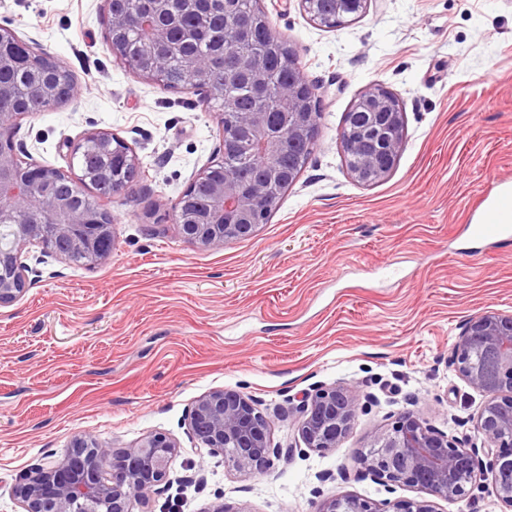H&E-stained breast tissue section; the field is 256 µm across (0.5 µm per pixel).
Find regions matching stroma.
<instances>
[{"instance_id":"1","label":"stroma","mask_w":512,"mask_h":512,"mask_svg":"<svg viewBox=\"0 0 512 512\" xmlns=\"http://www.w3.org/2000/svg\"><path fill=\"white\" fill-rule=\"evenodd\" d=\"M318 88L317 143L268 222L220 249L185 242L172 210L224 155L220 107L200 88H164L107 46L105 0H0V25L54 56L78 96L11 131L18 158L79 174L68 144L104 129L141 160L105 200L110 262L79 267L28 245L27 289L0 307V512H21L15 477L87 433L131 448L175 438L171 487L155 512H316L337 494L375 502L427 492L359 474V450L394 414L477 442L484 398L448 365L465 321L512 313V243L463 227L512 181V0H369L335 28L300 0H259ZM399 100L406 146L384 181L356 182L339 145L368 85ZM354 383L360 410L331 452L298 450L244 476L200 458L185 419L214 389L260 400L276 443L297 439L295 399ZM202 471L204 489L180 482Z\"/></svg>"}]
</instances>
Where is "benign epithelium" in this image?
I'll return each mask as SVG.
<instances>
[{
	"mask_svg": "<svg viewBox=\"0 0 512 512\" xmlns=\"http://www.w3.org/2000/svg\"><path fill=\"white\" fill-rule=\"evenodd\" d=\"M108 5V30L148 31L150 42L167 41L176 12L199 11L202 0H151L145 14L132 13ZM248 29L236 10L234 0H224L223 48L230 51L247 43ZM10 29L0 26V70L10 66L3 53L9 45H21ZM247 68L256 91L257 105L241 112L236 99L224 94V84L203 81L213 62L197 58L189 69V85L205 90L210 99L221 98L224 115L235 116V123L223 128L224 151L233 150L244 131L259 143L264 154L272 156L283 139L315 143L318 137L316 88L298 74L295 82L270 93L265 72V55L253 51L239 58ZM43 79L33 86L31 96L43 106L66 103L78 94V85L68 82V94H56L55 78L63 72L59 61L46 53L33 58ZM167 64L161 57L134 69L140 78L159 85ZM392 94L373 84L364 88L359 100L367 112L364 127L369 139L360 145L352 140L354 131L344 123L340 131L343 153L361 151L354 180L364 185L384 181L392 172L406 145L405 112L387 111ZM280 116L276 126L267 124L269 106ZM34 114L20 100L0 94V137L15 122ZM93 140L100 150L113 154L122 167L139 169L132 147L107 130L85 133L83 141ZM67 181L72 196L58 193L56 184ZM87 181L41 165L22 166L10 142L0 141V215L18 210L35 213L41 236L28 228L9 224L15 237L12 247L0 248V306L18 300L26 291L27 266L21 261L23 249L39 243L57 257L67 259L74 252L97 257L107 263L112 251L104 248L112 232V215L106 210L88 213L73 199L85 193ZM187 189L173 205L175 223L184 241L206 249H218L228 241L254 236L256 204L266 209L278 207L267 197L265 187L254 183L238 186L234 174L210 184L206 212L193 224L181 223L179 216L190 201ZM450 366L473 388L486 397L477 414L474 429L482 437L481 446L466 447L462 441L431 427L413 411L398 413L386 428L371 431L369 445L361 450L356 463L361 471L385 482L424 490L445 501L468 496L469 485L481 476H491V494L512 512V313L486 310L466 320L448 358ZM261 403L236 390L217 389L200 396L187 415L189 434L196 441L197 455L224 456V466L245 474L263 473L274 461L294 453L297 444H273L269 418ZM359 409V394L351 384L327 387L316 385L299 397L296 407L297 432L306 448L326 453L338 447L349 434ZM177 444L163 433L149 434L133 448H114L99 443L90 434L75 436L67 451L53 460L38 463L16 478L13 493L23 512H132L139 501L149 508L153 496L167 485L168 471ZM316 512H436L427 501L402 499L376 503L356 495L336 494L326 499Z\"/></svg>",
	"mask_w": 512,
	"mask_h": 512,
	"instance_id": "benign-epithelium-1",
	"label": "benign epithelium"
}]
</instances>
